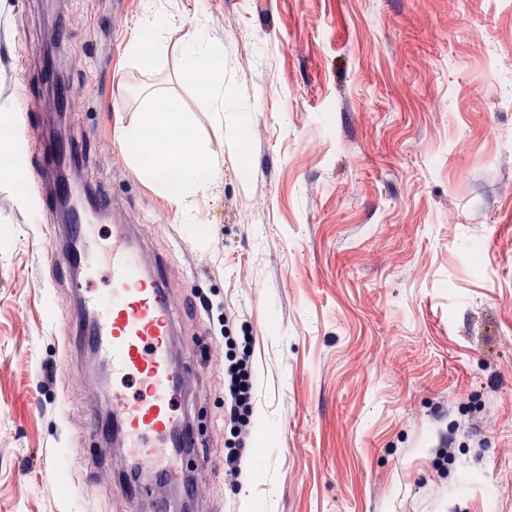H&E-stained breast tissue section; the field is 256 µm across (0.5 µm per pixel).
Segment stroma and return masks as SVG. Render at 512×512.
I'll list each match as a JSON object with an SVG mask.
<instances>
[{"label": "stroma", "mask_w": 512, "mask_h": 512, "mask_svg": "<svg viewBox=\"0 0 512 512\" xmlns=\"http://www.w3.org/2000/svg\"><path fill=\"white\" fill-rule=\"evenodd\" d=\"M150 1L175 24L145 70L126 48ZM199 18L220 115L182 75ZM48 54L78 181L167 260L209 460L183 462L194 512H512V0H0V102L30 172L0 179V512H153L84 431L52 174L32 173ZM152 90L222 165L186 213L116 138ZM224 329L255 339L235 481Z\"/></svg>", "instance_id": "35a3bbf8"}]
</instances>
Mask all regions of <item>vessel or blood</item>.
Segmentation results:
<instances>
[{
	"label": "vessel or blood",
	"instance_id": "vessel-or-blood-1",
	"mask_svg": "<svg viewBox=\"0 0 512 512\" xmlns=\"http://www.w3.org/2000/svg\"><path fill=\"white\" fill-rule=\"evenodd\" d=\"M49 261L69 274L77 338L117 383L110 393L112 423L90 414L89 431L113 430L140 459L160 448L177 454L195 448L190 422L179 415L191 373L172 357L173 295L162 261L135 225H112L105 237L99 225L77 213L51 241ZM128 378L137 383L130 394L118 386Z\"/></svg>",
	"mask_w": 512,
	"mask_h": 512
}]
</instances>
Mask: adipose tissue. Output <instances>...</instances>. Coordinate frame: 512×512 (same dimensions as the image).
Returning a JSON list of instances; mask_svg holds the SVG:
<instances>
[{
  "label": "adipose tissue",
  "mask_w": 512,
  "mask_h": 512,
  "mask_svg": "<svg viewBox=\"0 0 512 512\" xmlns=\"http://www.w3.org/2000/svg\"><path fill=\"white\" fill-rule=\"evenodd\" d=\"M166 52L158 16L150 14L130 42L128 54L136 64L149 69ZM179 53L187 77H204V102L212 111H223V56L210 44L203 23H196L193 32L181 42ZM117 132L130 159L141 165L176 203L204 190L221 173L219 162L192 139L183 113L167 97H151L140 124L118 126Z\"/></svg>",
  "instance_id": "1"
}]
</instances>
